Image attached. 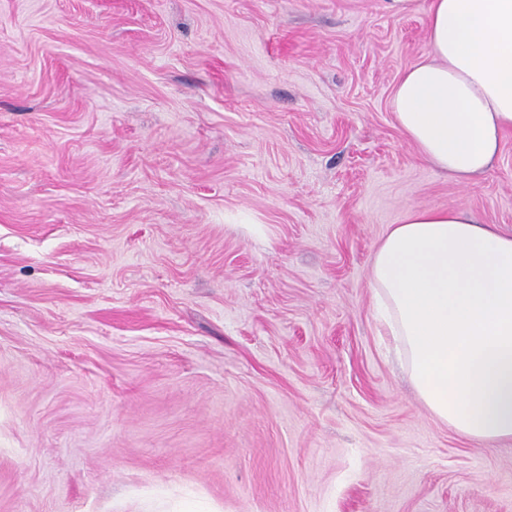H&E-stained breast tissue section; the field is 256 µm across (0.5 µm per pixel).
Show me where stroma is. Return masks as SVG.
Masks as SVG:
<instances>
[{
  "mask_svg": "<svg viewBox=\"0 0 512 512\" xmlns=\"http://www.w3.org/2000/svg\"><path fill=\"white\" fill-rule=\"evenodd\" d=\"M385 0H0V512H512L373 318L412 208L512 232L389 107Z\"/></svg>",
  "mask_w": 512,
  "mask_h": 512,
  "instance_id": "35a3bbf8",
  "label": "stroma"
}]
</instances>
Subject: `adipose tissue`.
<instances>
[{
    "instance_id": "adipose-tissue-1",
    "label": "adipose tissue",
    "mask_w": 512,
    "mask_h": 512,
    "mask_svg": "<svg viewBox=\"0 0 512 512\" xmlns=\"http://www.w3.org/2000/svg\"><path fill=\"white\" fill-rule=\"evenodd\" d=\"M428 52L390 108L436 169L468 183L512 131V0H426ZM374 317L429 412L512 442V234L464 208H412L371 260Z\"/></svg>"
}]
</instances>
